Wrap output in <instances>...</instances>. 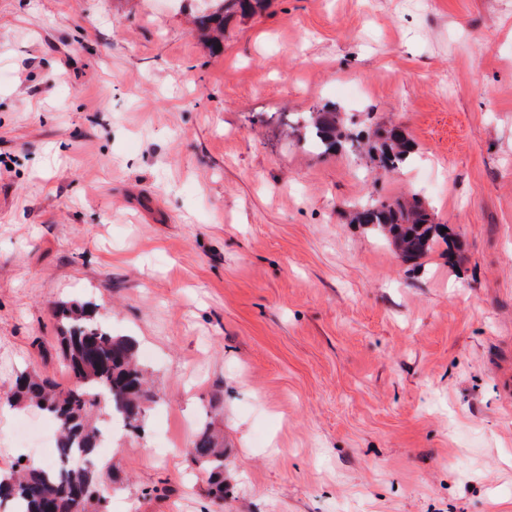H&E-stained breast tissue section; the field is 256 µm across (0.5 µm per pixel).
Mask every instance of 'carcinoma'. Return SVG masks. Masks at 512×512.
I'll return each instance as SVG.
<instances>
[{
    "label": "carcinoma",
    "instance_id": "1",
    "mask_svg": "<svg viewBox=\"0 0 512 512\" xmlns=\"http://www.w3.org/2000/svg\"><path fill=\"white\" fill-rule=\"evenodd\" d=\"M266 0H207L198 18L201 28L224 37L225 13L263 9ZM304 131V141L324 151L360 148L336 109L320 108L293 120ZM369 155L386 170L401 169L414 155L415 146L405 131L391 125L368 131ZM353 220L379 235L391 238L406 263L425 258L440 236L424 202L413 195L392 199L372 197L355 205ZM60 319L62 355L72 375L71 384L60 387L36 373H23L7 401L36 407L54 420L59 439L55 457L41 468L17 462L8 474H0V506L9 512H109L110 493L101 481L97 449L106 428L115 418L136 426L148 400L146 379L135 360V345L127 336H114L93 311L75 305L55 308ZM192 463L208 474L218 493L224 492V450L208 431H201L187 450Z\"/></svg>",
    "mask_w": 512,
    "mask_h": 512
}]
</instances>
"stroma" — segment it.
Returning a JSON list of instances; mask_svg holds the SVG:
<instances>
[{
	"mask_svg": "<svg viewBox=\"0 0 512 512\" xmlns=\"http://www.w3.org/2000/svg\"><path fill=\"white\" fill-rule=\"evenodd\" d=\"M0 0V469L53 458V304L131 337L110 512H512V0ZM402 124L395 172L286 135ZM418 193L460 248L404 263L352 203ZM224 445V497L187 450ZM267 0H209L204 1L202 15L198 18L201 28L211 31L213 39L219 42L224 38V19L227 12L236 8L241 13H255L263 9ZM340 114L336 112V107L331 109L325 106L304 112L299 119L293 120L296 127L288 126L294 131L302 129L304 141L322 147L324 152L345 148L358 151L361 146L360 134L354 136Z\"/></svg>",
	"mask_w": 512,
	"mask_h": 512,
	"instance_id": "obj_1",
	"label": "stroma"
}]
</instances>
